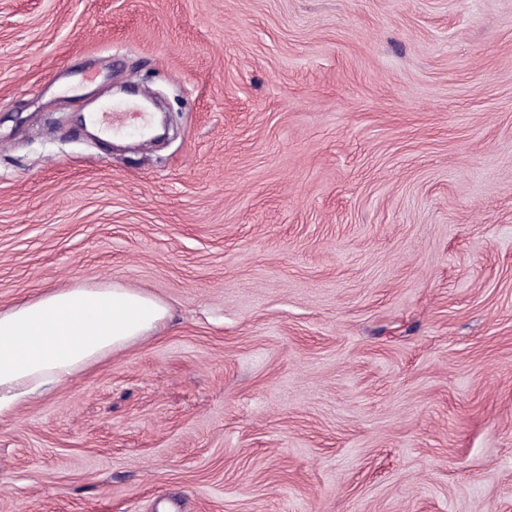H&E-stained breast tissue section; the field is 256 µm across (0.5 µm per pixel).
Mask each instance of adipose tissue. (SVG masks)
Segmentation results:
<instances>
[{
	"label": "adipose tissue",
	"instance_id": "1",
	"mask_svg": "<svg viewBox=\"0 0 512 512\" xmlns=\"http://www.w3.org/2000/svg\"><path fill=\"white\" fill-rule=\"evenodd\" d=\"M168 315L163 301L116 284L45 288L0 310V422L151 337Z\"/></svg>",
	"mask_w": 512,
	"mask_h": 512
}]
</instances>
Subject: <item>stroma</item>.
<instances>
[{
  "label": "stroma",
  "instance_id": "stroma-1",
  "mask_svg": "<svg viewBox=\"0 0 512 512\" xmlns=\"http://www.w3.org/2000/svg\"><path fill=\"white\" fill-rule=\"evenodd\" d=\"M113 282L0 512H512V0H0V310Z\"/></svg>",
  "mask_w": 512,
  "mask_h": 512
}]
</instances>
